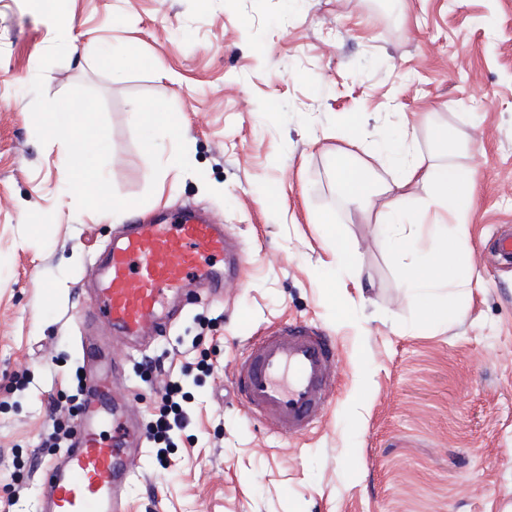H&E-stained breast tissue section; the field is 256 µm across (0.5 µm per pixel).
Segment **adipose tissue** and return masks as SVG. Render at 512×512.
I'll return each instance as SVG.
<instances>
[{
	"label": "adipose tissue",
	"mask_w": 512,
	"mask_h": 512,
	"mask_svg": "<svg viewBox=\"0 0 512 512\" xmlns=\"http://www.w3.org/2000/svg\"><path fill=\"white\" fill-rule=\"evenodd\" d=\"M431 139V164L417 160L413 144L393 160L397 175L387 187L392 199L377 221L388 227L390 251L425 324L442 328L460 321L472 298L468 215L474 204L476 179L457 145L440 128H432ZM335 176L345 205L371 207V174L354 153L337 156ZM414 186L427 189L424 208L439 216L432 225L435 244L426 251L419 248L417 225L407 219L406 205Z\"/></svg>",
	"instance_id": "1"
}]
</instances>
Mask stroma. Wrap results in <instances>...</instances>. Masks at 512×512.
<instances>
[{"label": "stroma", "instance_id": "obj_1", "mask_svg": "<svg viewBox=\"0 0 512 512\" xmlns=\"http://www.w3.org/2000/svg\"><path fill=\"white\" fill-rule=\"evenodd\" d=\"M67 54L45 74L56 98L104 99L117 215L81 211L66 155L40 144L29 86L50 21L0 0V512H34L54 424L99 341L111 394L141 426L179 380L190 423L165 462L146 447L127 512H512V0H67ZM102 46L98 57L85 46ZM168 100L194 170L153 176L129 119L132 96ZM476 169L473 301L460 322L423 325L373 213L342 204L333 157L359 155L378 184L380 151L429 125ZM223 198H216V191ZM192 206L223 225L245 262L224 290L197 289L144 353L79 299L120 227ZM372 277L337 279V241ZM342 293L334 302L329 283ZM285 322L337 345V383L306 434L270 432L232 388L247 343ZM159 362L152 376L142 358ZM212 363L209 375L197 369Z\"/></svg>", "mask_w": 512, "mask_h": 512}]
</instances>
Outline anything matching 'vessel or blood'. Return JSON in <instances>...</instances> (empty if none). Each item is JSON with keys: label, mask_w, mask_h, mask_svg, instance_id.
<instances>
[{"label": "vessel or blood", "mask_w": 512, "mask_h": 512, "mask_svg": "<svg viewBox=\"0 0 512 512\" xmlns=\"http://www.w3.org/2000/svg\"><path fill=\"white\" fill-rule=\"evenodd\" d=\"M240 263L223 226L194 210L167 224H127L94 263L99 286L90 310L128 339L159 338L178 312L172 299H190L198 280L221 288L226 271ZM335 377L332 338L312 325L285 323L246 346L233 385L267 428L296 436L321 419ZM108 400L107 379L86 382L74 439L46 465L37 512H125L136 477L131 455L144 441Z\"/></svg>", "instance_id": "b4317fda"}]
</instances>
